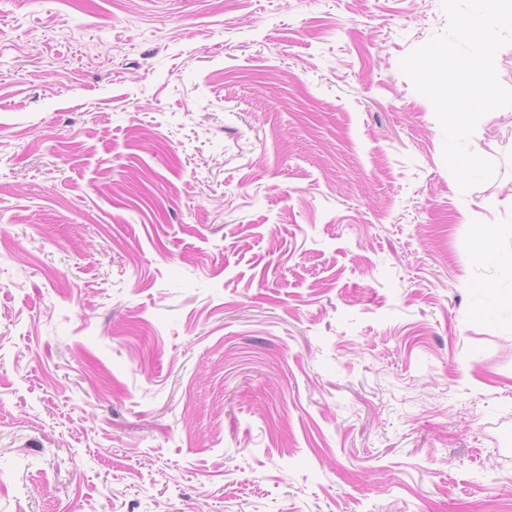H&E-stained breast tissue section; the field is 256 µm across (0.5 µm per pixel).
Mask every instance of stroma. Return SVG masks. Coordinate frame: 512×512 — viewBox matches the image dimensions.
Here are the masks:
<instances>
[{"instance_id": "stroma-1", "label": "stroma", "mask_w": 512, "mask_h": 512, "mask_svg": "<svg viewBox=\"0 0 512 512\" xmlns=\"http://www.w3.org/2000/svg\"><path fill=\"white\" fill-rule=\"evenodd\" d=\"M442 0H0V512H512V107L460 191ZM496 285L487 293L486 285Z\"/></svg>"}]
</instances>
